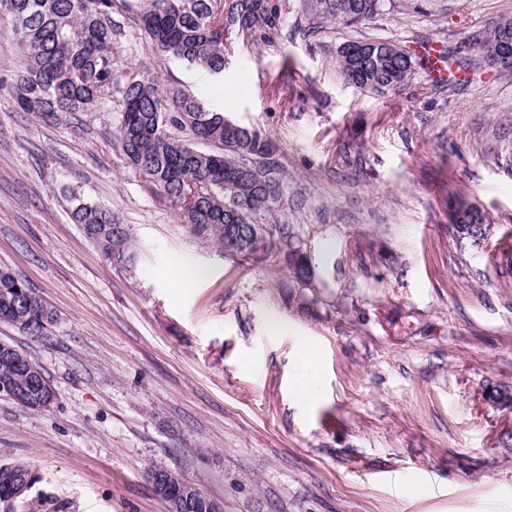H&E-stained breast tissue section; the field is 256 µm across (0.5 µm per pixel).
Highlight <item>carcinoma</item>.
Masks as SVG:
<instances>
[{
    "label": "carcinoma",
    "instance_id": "cac0c4a2",
    "mask_svg": "<svg viewBox=\"0 0 512 512\" xmlns=\"http://www.w3.org/2000/svg\"><path fill=\"white\" fill-rule=\"evenodd\" d=\"M11 10L0 13V32H9L23 57V69L12 85L18 107L43 118L69 112H87L112 92V8L114 0H9ZM235 28L251 34L271 29L280 19L278 0H235ZM135 18L152 47L214 75L224 67V0H137ZM381 0H306L314 24L354 27L375 18ZM371 41H348L339 53L344 77L362 90L399 91L408 82L413 54L385 58L371 65L362 50ZM472 52L499 73L512 74V25L488 27L472 44ZM123 109L117 139L129 163L147 177L181 211L190 231L224 245V208L270 198L277 202L282 182L267 165L274 151L271 140L254 133L238 141L224 132V113L213 112L194 97L178 90L163 92L150 80H134L119 89ZM205 121L187 122L199 111ZM212 146L208 157L198 155L196 144ZM72 220L107 258L116 255L136 263L130 228L112 212L74 199ZM254 245L237 252L252 255L265 230L249 218L238 221ZM283 237L289 268L298 279L310 278V265L301 251ZM10 270L0 268V322L26 336L46 334L53 313ZM14 354L0 353V381L33 397L21 405L44 410L38 396L47 380L41 367L31 369Z\"/></svg>",
    "mask_w": 512,
    "mask_h": 512
}]
</instances>
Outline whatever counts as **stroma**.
Instances as JSON below:
<instances>
[{
  "mask_svg": "<svg viewBox=\"0 0 512 512\" xmlns=\"http://www.w3.org/2000/svg\"><path fill=\"white\" fill-rule=\"evenodd\" d=\"M277 29L224 37V73L157 54L112 11L116 93L43 119L7 84L23 64L0 34V267L47 304L33 339L0 322L57 398L0 397V461L35 483L0 512H167L149 470L223 512H512V75L488 66L397 92L347 84L339 47L387 39L463 51L512 0H383L365 25L312 27L280 0ZM198 97L276 146L274 231L249 257L193 234L124 156L120 86L136 74ZM129 225L134 270L70 219L73 196ZM491 231L459 239L449 207ZM311 257L288 270L281 228ZM205 275L171 284L177 264ZM318 362L295 383L300 339Z\"/></svg>",
  "mask_w": 512,
  "mask_h": 512,
  "instance_id": "1",
  "label": "stroma"
}]
</instances>
